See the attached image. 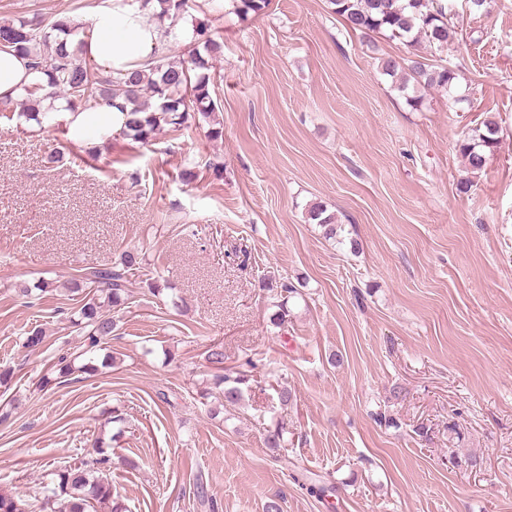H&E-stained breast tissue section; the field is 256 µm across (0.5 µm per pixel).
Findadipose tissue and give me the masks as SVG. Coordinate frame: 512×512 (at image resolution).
<instances>
[{
  "instance_id": "adipose-tissue-1",
  "label": "adipose tissue",
  "mask_w": 512,
  "mask_h": 512,
  "mask_svg": "<svg viewBox=\"0 0 512 512\" xmlns=\"http://www.w3.org/2000/svg\"><path fill=\"white\" fill-rule=\"evenodd\" d=\"M159 0H150L142 8L132 0H108L107 6L91 19L87 54L104 71L126 72L153 56L168 51L174 39L183 37L182 26L167 28L148 21L146 11H160ZM40 73L30 71L27 60L0 50V98H17L22 89L39 81ZM67 126L68 137L77 145L102 144L120 132L127 116L117 107L64 110L60 113Z\"/></svg>"
}]
</instances>
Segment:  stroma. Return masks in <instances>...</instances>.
<instances>
[{
  "instance_id": "35a3bbf8",
  "label": "stroma",
  "mask_w": 512,
  "mask_h": 512,
  "mask_svg": "<svg viewBox=\"0 0 512 512\" xmlns=\"http://www.w3.org/2000/svg\"><path fill=\"white\" fill-rule=\"evenodd\" d=\"M448 7L457 32L442 57L468 97L456 106L429 88L411 108L378 67L406 57L405 42L349 32L329 0H270L244 19L226 0H193L185 25L208 22L224 44L221 139L194 125L147 147L116 134L91 152L64 125L0 119V365L30 392L0 424V491L38 512L42 476L111 436L117 405L128 423L110 476L130 512H264L273 499L281 512H512V0L484 13L467 0ZM36 13L87 21L95 10L0 0V19ZM488 117L500 142L460 193L456 143ZM53 151L64 159L46 166ZM215 155L219 179L204 166ZM314 202L335 213L337 239L308 222ZM235 245L248 267L225 261ZM124 250L146 270L105 341L118 365L34 390L82 338L65 291L31 307L18 288L66 282ZM149 276L173 295L149 294ZM300 276L288 326L275 328L260 281ZM37 325L45 343L21 348ZM213 343L225 366L250 358L287 384L291 404L249 392L210 416L199 393ZM278 421L288 444L274 452L263 428ZM295 466L339 483L335 510L299 488ZM200 482L212 505L197 498Z\"/></svg>"
}]
</instances>
